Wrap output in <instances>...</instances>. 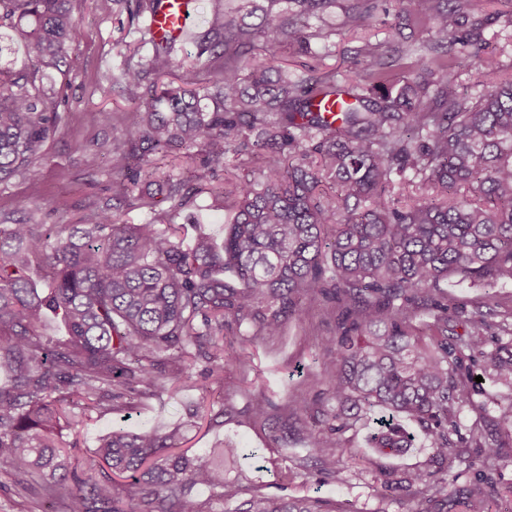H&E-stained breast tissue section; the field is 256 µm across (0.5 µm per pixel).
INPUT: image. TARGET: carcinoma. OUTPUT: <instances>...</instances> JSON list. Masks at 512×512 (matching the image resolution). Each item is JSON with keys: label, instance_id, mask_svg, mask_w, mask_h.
I'll return each mask as SVG.
<instances>
[{"label": "carcinoma", "instance_id": "1", "mask_svg": "<svg viewBox=\"0 0 512 512\" xmlns=\"http://www.w3.org/2000/svg\"><path fill=\"white\" fill-rule=\"evenodd\" d=\"M74 2L0 0V30L30 48L25 68L0 66V185L29 176L59 130L65 97L46 83L81 65L71 53ZM124 2L128 26L153 53L120 68L129 94L144 88L148 100L125 136L106 143L112 205L78 224H0V371L10 374L0 387V471L39 478L69 512H202L197 487L237 502L232 512H323L316 500L226 482L238 448L189 455L179 426L119 428L82 457L57 432L74 405L131 413L175 383L202 392L224 384L226 366L247 367L236 345L281 335L321 296L345 318L324 341L321 382L335 405L310 415L296 396L289 409L308 451L303 465L336 475L344 431L376 411L385 414L376 447L406 448L411 435L398 422L407 419L429 438L443 476L414 469L399 485L429 505L417 512H443L448 461H463L448 439L466 399L462 361L485 345L481 317L448 343V278L512 279V76L475 98L458 92L460 71L499 69L472 35L448 29L468 0H432L430 44L388 54L367 43L340 80L313 68L293 79L275 65L284 51L305 53L329 37L308 21L336 0H214L176 85L154 79L171 66L169 48L140 25L155 0ZM281 3L292 8L274 9ZM377 9L378 0H351L347 23L362 28ZM409 54L417 79L394 92L388 70ZM184 150L192 167L165 173L164 160ZM193 181L216 200L234 197L220 247L203 233L183 247L187 225L176 219L193 204ZM154 185L170 203L162 214L153 212ZM124 204L150 219L123 223ZM425 302L436 329L428 337L414 325ZM48 316L65 337L40 332ZM485 359L494 382L512 384V353ZM277 410L263 392L241 411L224 403L229 419L265 421ZM471 442L490 466L503 461L496 437ZM124 476L128 492L116 485ZM495 493L488 479L471 488L466 512H487Z\"/></svg>", "mask_w": 512, "mask_h": 512}]
</instances>
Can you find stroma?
Instances as JSON below:
<instances>
[{
    "instance_id": "obj_1",
    "label": "stroma",
    "mask_w": 512,
    "mask_h": 512,
    "mask_svg": "<svg viewBox=\"0 0 512 512\" xmlns=\"http://www.w3.org/2000/svg\"><path fill=\"white\" fill-rule=\"evenodd\" d=\"M347 0H336L327 13L311 18L312 29L327 32V41L316 40L308 54L288 57V72L302 74L309 65L322 71L345 73L356 48L370 42L381 50H390L394 41L414 47L432 38L431 20L426 0H407L398 5L390 0L388 12H380L369 25L350 30L345 25ZM123 14L96 10L93 0H83L79 14L80 36L72 50L81 59L79 70L54 74L56 84L65 86L69 97L67 117L56 136L46 146L44 156L33 166V178L13 180L0 187V224L23 219L32 224H75L93 205L112 196L111 162L102 142L130 128L138 106L130 98L117 76L125 56L129 55L135 36L119 25ZM479 29H472L473 20ZM459 30H474L480 43L493 50L501 76L512 75V0H472L461 16ZM97 147L94 168H87L77 145ZM39 182L41 199L30 196L31 182ZM448 339L466 335L468 321L483 317L486 347L512 343L501 326L512 323V280L495 284L478 279L448 281ZM339 316L322 298L306 301L304 316L289 320L282 335L248 346L253 368L240 374L229 368L224 384L206 394L182 390L145 400L132 413L87 411L82 426L64 427L63 439L84 450L96 447L100 437L112 430L129 431L165 428L182 424L183 446L201 454L227 443L246 451L237 465L227 468V482L245 487L259 486L262 493L274 497H313L323 501L331 512H413L415 504L398 488L403 473L430 467L431 449L418 426L411 448L381 454L370 448L367 437L371 426L345 431L347 450L336 477L326 478L315 469L302 467L299 459L305 451L299 439L287 445L276 444L271 423L254 422L242 417L227 419L222 413L225 402L244 407L250 391L261 389L279 406H286L293 396L305 397L309 407L324 403L321 385L315 375L324 368L322 341L337 331ZM485 359L472 353L463 362L472 379L466 384L468 396L458 413L459 430L451 442L464 457L463 463L448 468V505L445 512H463L460 496L466 488L492 480L497 489L489 512H512V425L499 421L497 404L512 397V386L483 379ZM496 436L504 445L505 459L497 469H489L479 449L470 443L471 430ZM17 476L0 472V512H69L66 504L48 503L40 486L20 491Z\"/></svg>"
}]
</instances>
